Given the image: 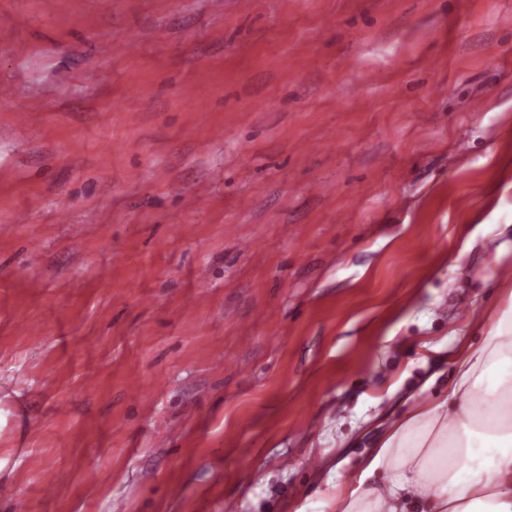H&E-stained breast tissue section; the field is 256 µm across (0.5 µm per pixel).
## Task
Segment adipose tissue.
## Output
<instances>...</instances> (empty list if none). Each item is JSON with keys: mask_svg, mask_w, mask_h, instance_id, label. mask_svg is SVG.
<instances>
[{"mask_svg": "<svg viewBox=\"0 0 512 512\" xmlns=\"http://www.w3.org/2000/svg\"><path fill=\"white\" fill-rule=\"evenodd\" d=\"M453 364L447 395L415 404L337 483L336 512H512V291L481 344L462 343Z\"/></svg>", "mask_w": 512, "mask_h": 512, "instance_id": "obj_1", "label": "adipose tissue"}]
</instances>
